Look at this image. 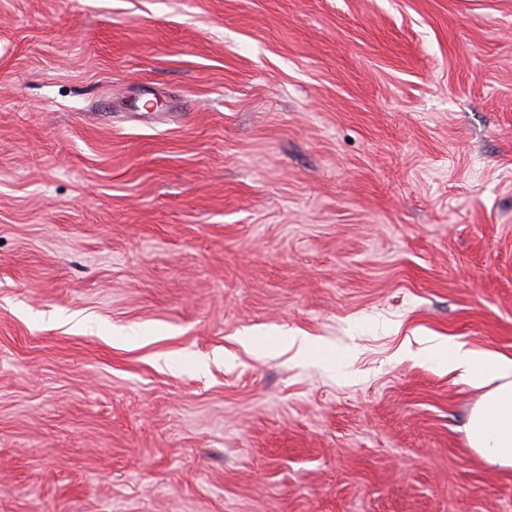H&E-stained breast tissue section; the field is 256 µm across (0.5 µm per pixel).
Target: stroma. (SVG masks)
I'll return each instance as SVG.
<instances>
[{
  "label": "stroma",
  "mask_w": 512,
  "mask_h": 512,
  "mask_svg": "<svg viewBox=\"0 0 512 512\" xmlns=\"http://www.w3.org/2000/svg\"><path fill=\"white\" fill-rule=\"evenodd\" d=\"M425 336L512 357V0H0V512H512Z\"/></svg>",
  "instance_id": "1"
}]
</instances>
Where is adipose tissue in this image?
Listing matches in <instances>:
<instances>
[{
    "label": "adipose tissue",
    "instance_id": "ef3b65f1",
    "mask_svg": "<svg viewBox=\"0 0 512 512\" xmlns=\"http://www.w3.org/2000/svg\"><path fill=\"white\" fill-rule=\"evenodd\" d=\"M416 356L441 362L461 381L482 389L465 425L469 446L489 465L512 468V358L437 336L428 337Z\"/></svg>",
    "mask_w": 512,
    "mask_h": 512
}]
</instances>
